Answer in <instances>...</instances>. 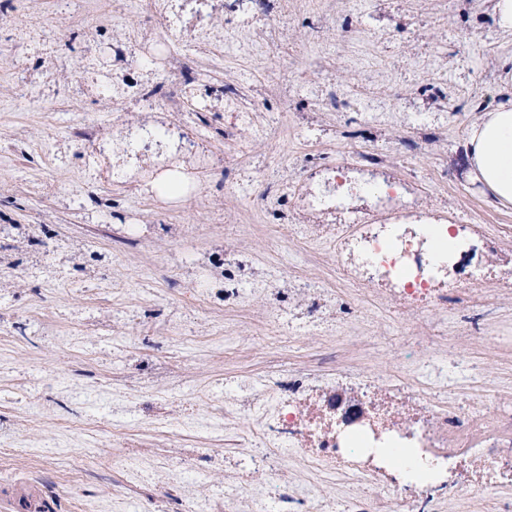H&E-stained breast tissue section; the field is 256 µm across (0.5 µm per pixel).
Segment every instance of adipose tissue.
<instances>
[{
	"label": "adipose tissue",
	"instance_id": "obj_1",
	"mask_svg": "<svg viewBox=\"0 0 512 512\" xmlns=\"http://www.w3.org/2000/svg\"><path fill=\"white\" fill-rule=\"evenodd\" d=\"M468 146L471 175L512 207V100L482 113L468 130Z\"/></svg>",
	"mask_w": 512,
	"mask_h": 512
}]
</instances>
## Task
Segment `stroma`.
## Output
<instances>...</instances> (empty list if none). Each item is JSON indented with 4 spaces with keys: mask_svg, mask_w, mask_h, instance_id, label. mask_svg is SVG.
I'll return each mask as SVG.
<instances>
[{
    "mask_svg": "<svg viewBox=\"0 0 512 512\" xmlns=\"http://www.w3.org/2000/svg\"><path fill=\"white\" fill-rule=\"evenodd\" d=\"M495 0H270L209 34L182 0H0V224L33 244L0 277V491L35 485L49 512H219L238 462L225 431L287 371L402 381L483 413L512 409V207L469 174L467 131L512 97V32ZM165 44L180 99L141 59ZM127 57L103 63V43ZM139 77L143 101L126 85ZM242 119L224 128L225 86ZM177 126L207 163L178 196L146 197L104 171L80 137L117 144L140 124ZM384 155L409 205L457 225L474 250L444 309L413 317L378 275L347 282L332 248L291 232L315 171ZM82 242L84 267L64 261ZM222 254L223 268L210 265ZM485 291L475 300L468 283ZM223 406L213 414V406ZM471 490L448 461L429 512H512V472ZM382 497L338 476L292 512Z\"/></svg>",
    "mask_w": 512,
    "mask_h": 512,
    "instance_id": "35a3bbf8",
    "label": "stroma"
}]
</instances>
